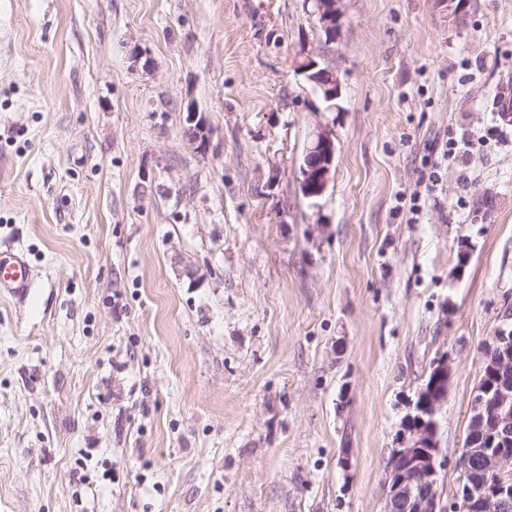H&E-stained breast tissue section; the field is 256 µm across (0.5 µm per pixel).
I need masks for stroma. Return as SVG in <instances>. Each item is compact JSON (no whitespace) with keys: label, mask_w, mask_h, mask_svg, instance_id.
I'll use <instances>...</instances> for the list:
<instances>
[{"label":"stroma","mask_w":512,"mask_h":512,"mask_svg":"<svg viewBox=\"0 0 512 512\" xmlns=\"http://www.w3.org/2000/svg\"><path fill=\"white\" fill-rule=\"evenodd\" d=\"M460 7L342 0L329 33L304 0H0V246L37 273L0 297V512H383L443 354L458 458L512 298V0ZM319 67V63L311 56L304 57L297 62L298 70L306 74L308 81L326 103V110H339L336 100L340 96V84L336 72L329 68ZM188 126L184 129V137L190 143L197 145L196 149L200 151L206 148L210 138V129L202 118L193 110H188ZM336 145L331 132L317 129L309 136L297 173L302 193L316 199L324 194L332 179Z\"/></svg>","instance_id":"stroma-1"}]
</instances>
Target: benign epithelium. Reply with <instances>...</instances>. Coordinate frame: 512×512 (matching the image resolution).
Returning a JSON list of instances; mask_svg holds the SVG:
<instances>
[{
  "label": "benign epithelium",
  "mask_w": 512,
  "mask_h": 512,
  "mask_svg": "<svg viewBox=\"0 0 512 512\" xmlns=\"http://www.w3.org/2000/svg\"><path fill=\"white\" fill-rule=\"evenodd\" d=\"M310 14L328 32L336 28L340 0H306ZM300 72L326 103V110L339 108L340 84L336 72L319 67L313 57L297 62ZM185 139L204 150L210 129L196 112L188 110ZM336 145L331 132L317 129L309 136L297 173L302 193L316 199L332 179ZM499 325L490 336L497 360L482 367L470 412L473 423L484 432L487 447L479 448L481 483L458 478L455 493L445 497L442 472L448 466L443 455L436 419L448 396L451 359L436 358L424 375V383L408 400V412L395 438L385 467L384 512H512V302L498 312Z\"/></svg>",
  "instance_id": "benign-epithelium-1"
}]
</instances>
